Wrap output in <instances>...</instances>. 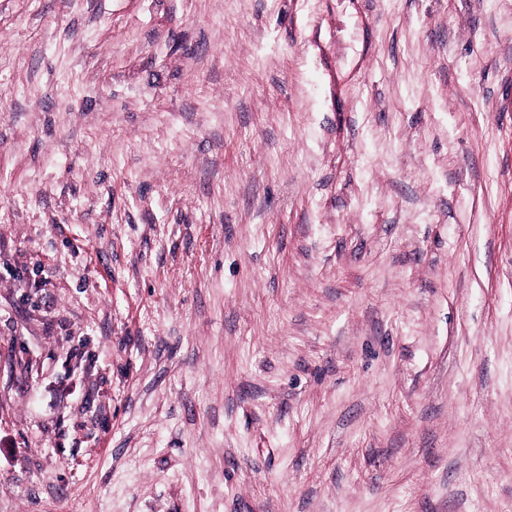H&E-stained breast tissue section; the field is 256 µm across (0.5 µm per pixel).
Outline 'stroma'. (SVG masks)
<instances>
[{
	"label": "stroma",
	"instance_id": "stroma-1",
	"mask_svg": "<svg viewBox=\"0 0 512 512\" xmlns=\"http://www.w3.org/2000/svg\"><path fill=\"white\" fill-rule=\"evenodd\" d=\"M0 512H512V0H0Z\"/></svg>",
	"mask_w": 512,
	"mask_h": 512
}]
</instances>
